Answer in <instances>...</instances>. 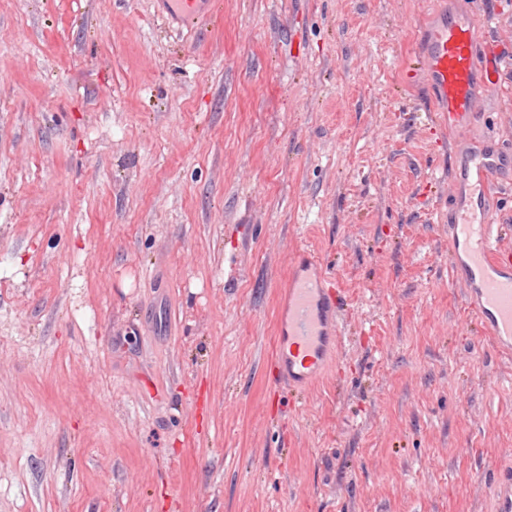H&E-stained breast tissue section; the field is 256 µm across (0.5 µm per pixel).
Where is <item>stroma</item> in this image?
Returning <instances> with one entry per match:
<instances>
[{
	"instance_id": "obj_1",
	"label": "stroma",
	"mask_w": 512,
	"mask_h": 512,
	"mask_svg": "<svg viewBox=\"0 0 512 512\" xmlns=\"http://www.w3.org/2000/svg\"><path fill=\"white\" fill-rule=\"evenodd\" d=\"M0 0V512H492L512 357L450 270L449 132L419 71L445 9L512 0ZM318 252L340 358L278 378ZM203 0H166V19H179L189 22L199 12Z\"/></svg>"
}]
</instances>
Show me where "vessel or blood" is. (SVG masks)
I'll use <instances>...</instances> for the list:
<instances>
[{"label":"vessel or blood","instance_id":"b4317fda","mask_svg":"<svg viewBox=\"0 0 512 512\" xmlns=\"http://www.w3.org/2000/svg\"><path fill=\"white\" fill-rule=\"evenodd\" d=\"M167 18L192 20L202 0H166ZM448 114V125L467 137L479 119L482 104L474 93L476 75L497 82L496 63L486 54L483 27L469 14L442 15L425 36L418 52ZM498 153L481 148L450 167L456 188L448 205L451 267L461 268V284L478 322L500 349L512 353V252L502 249L493 214L487 205L488 186L501 166ZM288 313L280 336L278 358L288 384L306 390L325 372L341 345L338 296L313 253H304L286 281ZM494 512H512V473L493 483Z\"/></svg>","mask_w":512,"mask_h":512}]
</instances>
